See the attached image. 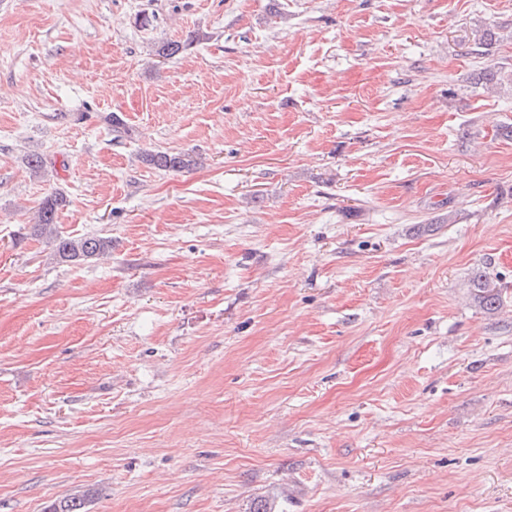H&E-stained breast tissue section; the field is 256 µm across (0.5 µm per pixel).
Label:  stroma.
I'll use <instances>...</instances> for the list:
<instances>
[{
	"mask_svg": "<svg viewBox=\"0 0 512 512\" xmlns=\"http://www.w3.org/2000/svg\"><path fill=\"white\" fill-rule=\"evenodd\" d=\"M510 125L512 0H0V512H512ZM143 161L160 171L179 172L195 166L199 159L189 153L157 151L146 153ZM67 199L62 192H53L38 210L33 233L45 238L53 246V259L59 264H80L92 260L112 247V241L100 236L72 237L62 234L57 227V212ZM469 288L474 301L487 311H498L503 305L501 287H497L491 274L485 269H477L473 272ZM93 496L90 489L77 491L76 493L53 502L46 512H87L86 506Z\"/></svg>",
	"mask_w": 512,
	"mask_h": 512,
	"instance_id": "1",
	"label": "stroma"
}]
</instances>
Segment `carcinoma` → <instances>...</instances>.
<instances>
[{"label": "carcinoma", "mask_w": 512, "mask_h": 512, "mask_svg": "<svg viewBox=\"0 0 512 512\" xmlns=\"http://www.w3.org/2000/svg\"><path fill=\"white\" fill-rule=\"evenodd\" d=\"M193 39L183 42H164L157 49V55L169 59L187 46ZM143 161L160 171L179 172L198 164L199 159L188 153L167 151L148 152ZM67 199L61 192L55 191L47 196L38 210L37 224L33 233L49 240L53 246V259L59 264H80L87 262L112 247V241L100 236L72 237L62 234L57 227V212L65 206ZM469 288L474 301L487 311H497L503 305L502 288L494 283L491 274L478 269L473 272ZM93 496V491L86 489L53 502L46 512H87L86 506Z\"/></svg>", "instance_id": "1"}]
</instances>
